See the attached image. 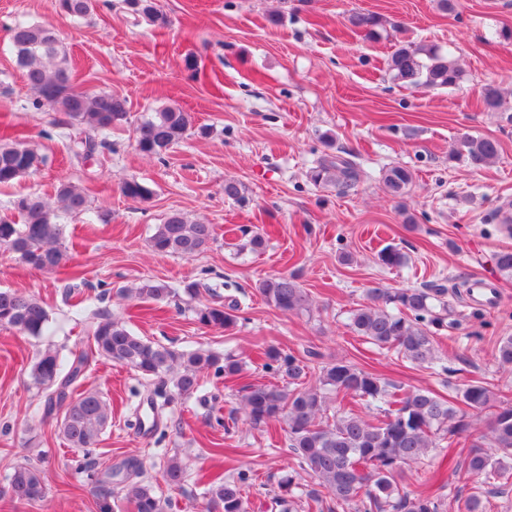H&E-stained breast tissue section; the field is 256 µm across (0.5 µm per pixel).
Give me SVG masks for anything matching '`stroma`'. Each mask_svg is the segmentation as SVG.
Here are the masks:
<instances>
[{
	"mask_svg": "<svg viewBox=\"0 0 512 512\" xmlns=\"http://www.w3.org/2000/svg\"><path fill=\"white\" fill-rule=\"evenodd\" d=\"M169 25L136 21L121 0H99L94 13L74 22L52 15L49 0H0V126L46 159L34 174L0 187V213L19 196H51L59 181L86 189L90 213L65 218L69 260L42 273L0 251V290L38 298L54 330L38 338L0 327V512H96L85 475L72 462L55 416H42L45 394L29 377L38 351L80 352L85 324L65 303L63 286L82 283L91 307L107 310L139 336L177 350L232 355L237 376L205 375L191 395H176L152 410L150 385L129 368L100 359L82 381L102 393L112 420L93 452L97 470L132 468L141 481L161 486L167 512H204L209 476L246 474L249 512H282L274 496L294 467L285 434L251 426L240 415L245 388L273 383L259 350L273 346L309 359L311 366L346 359L408 388L448 393L439 367L418 366L377 348L349 327V312L369 288L445 287L451 327L436 336L439 356L460 378L490 382L498 399L512 401V372L499 367L498 341L512 336V277L495 255L512 250V234L496 220L512 197V0H459L454 12L438 0H157ZM355 12L381 24L366 35L348 21ZM52 20L73 60L74 83L126 98V121L113 128L111 150L87 163L65 158L54 112L33 110V95L17 67L8 29L19 21ZM433 45L457 62L458 84L410 89L394 82L388 61L396 45ZM196 61L187 69L186 57ZM497 86L502 108L485 111L481 91ZM164 106L188 112L193 129L158 160L135 149L143 116ZM209 128L200 136L197 126ZM500 144L498 160L481 170L454 158L464 135ZM333 154L350 160L358 180L348 192L318 186L308 170ZM408 169L402 196L389 195L384 170ZM134 177L153 190L149 200L121 195ZM242 183L229 199L224 183ZM173 212L212 224L213 242L200 254L161 256L149 246L156 224ZM259 234L262 252H237L242 232ZM394 246L406 256L388 268L378 253ZM295 275L312 298L310 311L282 312L258 291L277 274ZM144 279L163 280L176 293L160 304L129 301L118 290ZM475 279L497 287L486 309L452 294L454 283ZM211 286L220 298L241 303L237 327L218 332L200 326L185 281ZM156 416L143 431L136 418ZM469 443L435 448L407 472L410 495L466 497L474 482L462 466ZM186 466L181 488H165L169 459ZM41 469L42 500L18 502L9 490L15 466Z\"/></svg>",
	"mask_w": 512,
	"mask_h": 512,
	"instance_id": "35a3bbf8",
	"label": "stroma"
}]
</instances>
